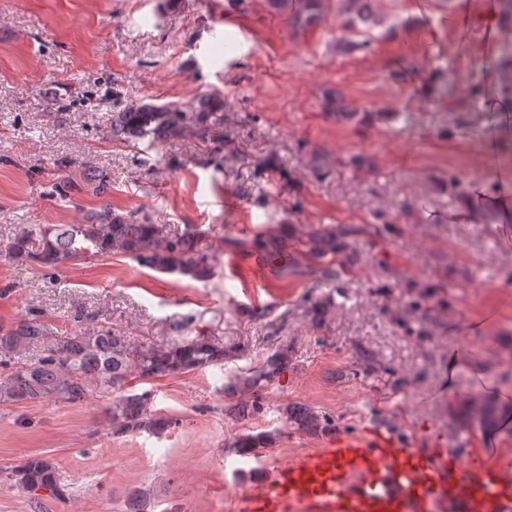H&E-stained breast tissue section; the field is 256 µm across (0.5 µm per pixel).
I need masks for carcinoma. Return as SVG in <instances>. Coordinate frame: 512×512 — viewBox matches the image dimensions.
Instances as JSON below:
<instances>
[{
	"label": "carcinoma",
	"mask_w": 512,
	"mask_h": 512,
	"mask_svg": "<svg viewBox=\"0 0 512 512\" xmlns=\"http://www.w3.org/2000/svg\"><path fill=\"white\" fill-rule=\"evenodd\" d=\"M380 0H336V16L341 19L337 41L342 50L351 51L369 41L356 44L354 35L372 36L384 23ZM328 0H298L292 15L299 30L315 27L325 19ZM327 109L342 119L354 118L339 92L325 95ZM217 118L202 102L196 112H186L174 105L141 104L112 113V139L132 141L147 139L165 142L186 134L201 140L211 138ZM201 233L192 225L178 235H169L162 225L112 212L108 205L93 212L82 224H54L45 227L18 226L5 247V255L16 264L36 263L42 268L67 267L76 261L120 252L128 258L160 273H177L205 281L213 275L209 256L199 249ZM306 252L315 260L335 259L346 249L341 235L328 231L309 237ZM50 329L35 312L16 327L0 334V366L10 368L0 379V402L20 403L55 398L81 404L92 394L111 397L108 410L112 415V434L127 435L149 432L161 435L173 421L150 409L151 393H134L126 388L131 378L150 380L172 374L187 373L208 366L222 365L236 348L214 344L203 338L172 346L134 343L110 329L60 336L47 342ZM46 344L44 354L35 362L12 367V354L30 346ZM288 369V344L263 360L245 375L234 374L224 383V414L244 420L260 410L261 392L275 383ZM285 420L297 429L317 433L331 427L330 420L301 406H284ZM512 408L493 401L470 403L463 411L469 425L494 428ZM275 443L269 432L240 434L228 444L241 455L259 456ZM6 478L28 493L40 490L61 496L67 488L60 469L51 461L31 457L11 469Z\"/></svg>",
	"instance_id": "obj_1"
}]
</instances>
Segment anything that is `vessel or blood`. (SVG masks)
Returning a JSON list of instances; mask_svg holds the SVG:
<instances>
[{
  "label": "vessel or blood",
  "instance_id": "vessel-or-blood-1",
  "mask_svg": "<svg viewBox=\"0 0 512 512\" xmlns=\"http://www.w3.org/2000/svg\"><path fill=\"white\" fill-rule=\"evenodd\" d=\"M231 512H512V458L475 467L382 427L341 432L276 466Z\"/></svg>",
  "mask_w": 512,
  "mask_h": 512
}]
</instances>
